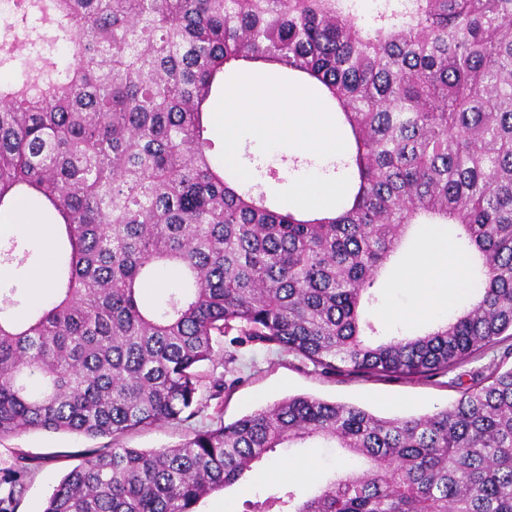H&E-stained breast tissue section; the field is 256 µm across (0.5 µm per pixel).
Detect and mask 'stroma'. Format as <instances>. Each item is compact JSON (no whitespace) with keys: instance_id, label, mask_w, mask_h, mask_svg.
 Masks as SVG:
<instances>
[{"instance_id":"35a3bbf8","label":"stroma","mask_w":512,"mask_h":512,"mask_svg":"<svg viewBox=\"0 0 512 512\" xmlns=\"http://www.w3.org/2000/svg\"><path fill=\"white\" fill-rule=\"evenodd\" d=\"M336 156H319L302 151L282 150L270 153L255 142L244 141L240 147V163L252 173L249 185L277 204H285L292 185L309 172H318L328 180L343 179L336 169ZM15 235L27 245L30 255L24 265L13 266L7 277L0 278V288L16 291L17 305L12 310L15 322L27 321L37 302L28 286V276L47 259L45 239L34 227H17ZM423 234L415 232L405 242L399 255L379 277L375 299L363 308L365 319L375 325L382 335L402 333L414 335L424 329L421 321H390L383 313L388 307L408 308L412 302L409 290L397 287L398 270L422 248ZM205 380L223 375L228 387L221 400H208L197 417L181 422L159 423L128 433L120 443L127 448H165L178 445L193 431L208 425L216 406H223L225 423H232L244 415L293 395H309L330 402L352 404L385 418L422 416L456 401L461 391L473 383L472 375L462 377L450 373L427 380H376L373 378L325 375L315 371L312 364L295 356L266 349L257 342H243L228 336L223 343L222 358L217 364H204ZM96 440L69 432L31 431L0 438V469L9 466L16 456L32 459L31 472L24 496L17 512H42L46 500L71 465L70 458L96 447ZM290 462L301 469L305 477L283 473L276 477L254 478L249 489L234 486L211 493L198 506V512H242V503L255 493H270L282 486L300 484L301 487L323 483L341 464L335 449L312 444L306 448H282L267 462L275 467Z\"/></svg>"}]
</instances>
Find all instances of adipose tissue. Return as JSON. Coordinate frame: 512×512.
Instances as JSON below:
<instances>
[{"label": "adipose tissue", "mask_w": 512, "mask_h": 512, "mask_svg": "<svg viewBox=\"0 0 512 512\" xmlns=\"http://www.w3.org/2000/svg\"><path fill=\"white\" fill-rule=\"evenodd\" d=\"M316 102L307 85L290 81L227 86L225 113L216 123L224 139L225 164L238 166L239 146L246 138L272 151L283 147L321 155L344 151L349 145L346 127L331 113L318 110ZM344 192L343 183L311 174L293 186L288 203L306 218L328 216ZM396 284L410 291L412 304L404 310L388 308L385 316L392 320L440 318L468 290L467 262L449 251L443 226L429 225L422 253L402 267Z\"/></svg>", "instance_id": "obj_1"}]
</instances>
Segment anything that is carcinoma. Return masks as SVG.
Masks as SVG:
<instances>
[{
	"instance_id": "carcinoma-1",
	"label": "carcinoma",
	"mask_w": 512,
	"mask_h": 512,
	"mask_svg": "<svg viewBox=\"0 0 512 512\" xmlns=\"http://www.w3.org/2000/svg\"><path fill=\"white\" fill-rule=\"evenodd\" d=\"M11 0L0 69V208L64 227L57 296L23 325L0 290V437L116 439L199 411L231 333L334 375L428 378L512 337V0ZM323 86L353 143L349 198L300 219L211 160L208 104L239 63ZM417 224H454L475 293L423 334L384 337L364 301ZM24 244L0 243V266ZM184 276L160 306L147 282ZM171 448L84 453L43 512H197L279 448L319 439L353 465L243 512H512V367L450 406L382 418L296 395ZM30 472L6 470L0 512Z\"/></svg>"
}]
</instances>
